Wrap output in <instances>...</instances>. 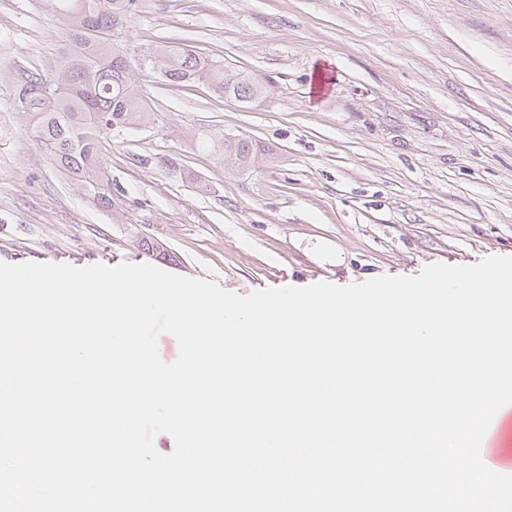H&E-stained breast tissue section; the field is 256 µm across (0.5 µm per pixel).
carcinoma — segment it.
<instances>
[{
  "label": "carcinoma",
  "instance_id": "carcinoma-1",
  "mask_svg": "<svg viewBox=\"0 0 512 512\" xmlns=\"http://www.w3.org/2000/svg\"><path fill=\"white\" fill-rule=\"evenodd\" d=\"M68 45L61 55L62 90L49 97L39 75L21 73L15 97L20 114L32 124L37 145L51 164L81 185L93 204L110 210L116 201L106 178L105 157L112 131L125 132L150 119L148 103L134 92L127 57L112 44L136 0H53ZM152 56L165 69L168 83L204 80L240 103L262 92L242 73L200 57L178 45H158ZM224 159L237 172L255 167L259 147L247 137L224 138Z\"/></svg>",
  "mask_w": 512,
  "mask_h": 512
}]
</instances>
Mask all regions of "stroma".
<instances>
[{"label":"stroma","mask_w":512,"mask_h":512,"mask_svg":"<svg viewBox=\"0 0 512 512\" xmlns=\"http://www.w3.org/2000/svg\"><path fill=\"white\" fill-rule=\"evenodd\" d=\"M127 50L148 124L106 155L118 207L56 169L13 105L21 71L56 77L50 0H0V261L156 264L242 295L415 276L512 256V0H137ZM187 46L262 87L244 105L141 67ZM244 135L239 174L206 148Z\"/></svg>","instance_id":"1"}]
</instances>
